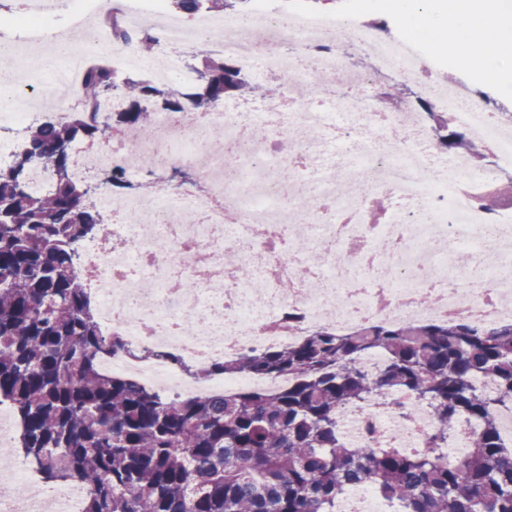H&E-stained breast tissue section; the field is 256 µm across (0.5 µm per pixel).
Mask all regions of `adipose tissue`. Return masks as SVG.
I'll use <instances>...</instances> for the list:
<instances>
[{"instance_id": "obj_1", "label": "adipose tissue", "mask_w": 512, "mask_h": 512, "mask_svg": "<svg viewBox=\"0 0 512 512\" xmlns=\"http://www.w3.org/2000/svg\"><path fill=\"white\" fill-rule=\"evenodd\" d=\"M434 22L452 44H481V52H469L463 58L467 69L491 78L512 77V27L489 14L477 0H448Z\"/></svg>"}]
</instances>
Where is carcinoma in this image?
<instances>
[{
	"mask_svg": "<svg viewBox=\"0 0 512 512\" xmlns=\"http://www.w3.org/2000/svg\"><path fill=\"white\" fill-rule=\"evenodd\" d=\"M187 15L235 8L233 0H168ZM117 41L155 44L116 28ZM197 82L172 90L88 70L87 102L72 117L29 126L12 164L0 170V404L20 420L19 453L42 482L79 481L83 512H336L353 485L373 488L402 512H512V450L500 413L512 409V323H370L351 332L320 328L295 344L255 349L207 366V374L288 377L276 391L243 389L169 398L131 377L105 372L102 357L124 344L100 331L77 270L81 241L103 223L87 183L71 177L72 150L109 131H140L155 109L205 112L244 92V70L208 54ZM121 93L125 108L102 120L98 101ZM441 149L466 152L468 134L446 112L418 102ZM49 170L35 193L27 175ZM112 195L136 188L121 172ZM385 361L375 374L359 361ZM490 379L495 392L473 385ZM393 390L404 414L430 415L423 446L351 448L339 413ZM464 421L478 424L467 451L446 457Z\"/></svg>",
	"mask_w": 512,
	"mask_h": 512,
	"instance_id": "cac0c4a2",
	"label": "carcinoma"
}]
</instances>
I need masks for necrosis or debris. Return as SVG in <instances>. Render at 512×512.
<instances>
[{"label":"necrosis or debris","mask_w":512,"mask_h":512,"mask_svg":"<svg viewBox=\"0 0 512 512\" xmlns=\"http://www.w3.org/2000/svg\"><path fill=\"white\" fill-rule=\"evenodd\" d=\"M87 18L81 34L61 38L46 14ZM117 18L124 29L147 30L157 56L114 46L125 69H146L165 80L183 46L210 44L244 68L261 65L280 84L278 97L252 112L221 103L207 112H154L137 137L108 133L98 145H77L71 174L85 180L121 170L137 178L167 167L196 171L197 181L123 195L100 193L110 216L86 245L81 271L97 304L104 335L136 345L164 346L189 366L233 359L251 350L287 345L323 327L340 331L373 322L512 323V203L483 208L480 197L512 168V118L461 81L432 78L420 46L437 28L414 23L410 45L380 38L347 14L281 19L268 0H255L249 21L200 14L192 24L169 18L164 0H127ZM0 50L38 47V67L26 73L0 65V124L24 127L31 113L9 98L22 91L54 93L72 105L82 70L94 51L112 46L92 0H21L0 16ZM353 46L376 62L348 63L339 48ZM393 73L422 99L446 108L488 157L447 154L425 112L413 105L374 110L355 89ZM349 97L338 96V89ZM345 144L341 171L308 185L282 183L284 166L316 168L328 143ZM138 222L126 220L128 212ZM234 250L254 274L244 284L225 266ZM105 370L160 381L181 397L197 389L164 360L118 352ZM408 395L395 392L340 414L350 446L369 442L416 448L430 427L426 415L405 418ZM12 428L0 421V474L16 496L0 512H82L86 488L35 482L8 447Z\"/></svg>","instance_id":"obj_1"}]
</instances>
